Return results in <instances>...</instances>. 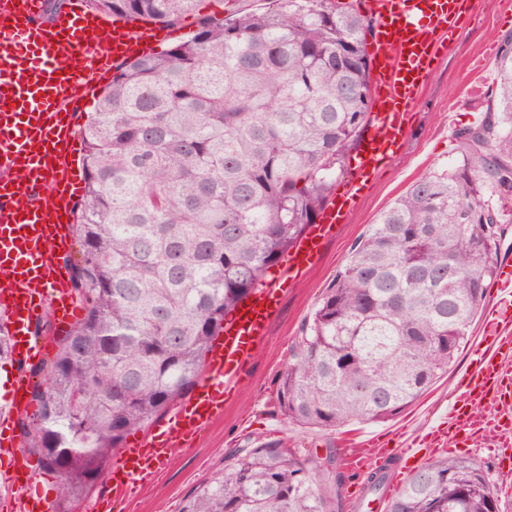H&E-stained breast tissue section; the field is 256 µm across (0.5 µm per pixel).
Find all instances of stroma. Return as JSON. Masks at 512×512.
Segmentation results:
<instances>
[{
  "mask_svg": "<svg viewBox=\"0 0 512 512\" xmlns=\"http://www.w3.org/2000/svg\"><path fill=\"white\" fill-rule=\"evenodd\" d=\"M264 9L265 0H199L195 13L171 27V40L176 43L189 39L198 16L221 18L234 11ZM509 36L512 0H477L473 16L465 18L448 36L427 74L400 148L367 182L348 176L337 179L333 194L354 192L356 204L346 223L339 225L324 245L315 267L301 280L284 284L269 334L257 346L246 378L225 401L223 419L201 432L189 449L178 452L153 485L126 503V512H181L201 484L223 477L236 449L250 446L257 438L321 455L334 454L328 484L336 493V512H386L388 495L370 500L364 490L365 471L351 469L347 457L371 440L385 455L390 481L405 482L419 469V462L401 456L399 446L413 434L426 431L447 412L459 378L470 367V342L481 336L496 301L495 280L487 281L485 300L471 327L470 340L461 345L447 373L391 419L330 430L297 425L279 408V377L290 360V348L302 322L337 268L346 263L354 242L414 182L457 165L456 135L482 123L494 100V56L500 41ZM498 453L494 443L484 439L451 451L452 456L477 460L487 468L497 489L500 512H512V471L500 469Z\"/></svg>",
  "mask_w": 512,
  "mask_h": 512,
  "instance_id": "1",
  "label": "stroma"
}]
</instances>
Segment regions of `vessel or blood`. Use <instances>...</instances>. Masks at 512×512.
<instances>
[{"mask_svg":"<svg viewBox=\"0 0 512 512\" xmlns=\"http://www.w3.org/2000/svg\"><path fill=\"white\" fill-rule=\"evenodd\" d=\"M378 18L371 41L375 100L373 124L362 139L357 177L371 175L407 132V114L419 99L423 80L436 57L440 34L460 21L459 0H367ZM43 0H0V272L9 277L0 288V326L16 358L41 355L33 329L44 305L57 322L78 315L69 278L59 257L71 245L72 204L83 192L74 152L68 104L113 64L144 55L158 33L141 34L107 25L84 0L49 24H37ZM348 203H328L288 252L285 273L296 278L313 267L326 241L343 223ZM275 283L258 285L224 323V335L209 352L203 373L189 398L157 432L124 448L109 471L112 501L121 503L156 480L178 451L224 415V390L246 373L254 347L266 338L276 312ZM470 369L460 378L447 421L408 447L442 448L458 436L478 439L495 432L502 446L512 445V327L491 317L484 339L472 349ZM13 409L0 408V455L23 452L8 429Z\"/></svg>","mask_w":512,"mask_h":512,"instance_id":"1","label":"vessel or blood"}]
</instances>
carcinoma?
<instances>
[{
    "label": "carcinoma",
    "mask_w": 512,
    "mask_h": 512,
    "mask_svg": "<svg viewBox=\"0 0 512 512\" xmlns=\"http://www.w3.org/2000/svg\"><path fill=\"white\" fill-rule=\"evenodd\" d=\"M196 0H88L175 26ZM371 19L341 0H269L198 17L190 39L125 61L86 113L71 293L84 315L54 339L21 445L81 497L130 433L191 390L214 337L317 221L372 109ZM495 103L459 136V164L416 181L351 248L291 348L284 415L333 429L390 419L448 371L497 268L512 211V38ZM498 197L495 206L485 192ZM277 443L232 455L183 512H335L333 466ZM387 512H499L487 470L440 456Z\"/></svg>",
    "instance_id": "cac0c4a2"
}]
</instances>
